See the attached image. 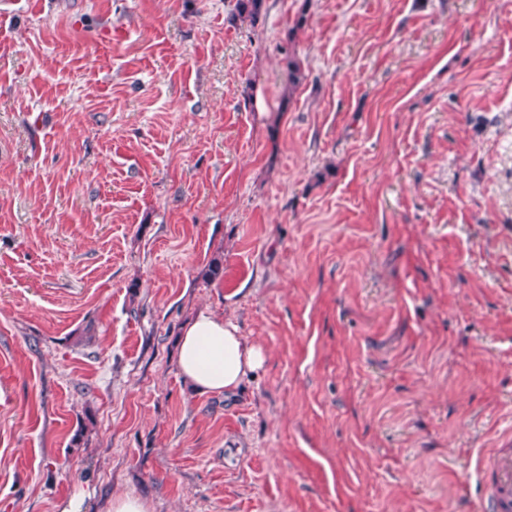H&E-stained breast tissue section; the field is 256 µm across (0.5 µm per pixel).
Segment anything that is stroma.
<instances>
[{"mask_svg":"<svg viewBox=\"0 0 512 512\" xmlns=\"http://www.w3.org/2000/svg\"><path fill=\"white\" fill-rule=\"evenodd\" d=\"M234 3L0 8V512H475L512 0ZM201 309L268 351L233 394L177 370Z\"/></svg>","mask_w":512,"mask_h":512,"instance_id":"35a3bbf8","label":"stroma"}]
</instances>
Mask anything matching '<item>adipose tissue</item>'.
<instances>
[{
    "mask_svg": "<svg viewBox=\"0 0 512 512\" xmlns=\"http://www.w3.org/2000/svg\"><path fill=\"white\" fill-rule=\"evenodd\" d=\"M266 348L242 336L236 324L207 311L198 312L179 338L178 367L203 393L235 392L267 362Z\"/></svg>",
    "mask_w": 512,
    "mask_h": 512,
    "instance_id": "ef3b65f1",
    "label": "adipose tissue"
}]
</instances>
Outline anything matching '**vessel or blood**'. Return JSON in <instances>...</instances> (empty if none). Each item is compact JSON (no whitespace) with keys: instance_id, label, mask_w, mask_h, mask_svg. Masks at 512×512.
I'll use <instances>...</instances> for the list:
<instances>
[{"instance_id":"obj_1","label":"vessel or blood","mask_w":512,"mask_h":512,"mask_svg":"<svg viewBox=\"0 0 512 512\" xmlns=\"http://www.w3.org/2000/svg\"><path fill=\"white\" fill-rule=\"evenodd\" d=\"M475 467L483 492V512H512V448L481 453Z\"/></svg>"}]
</instances>
